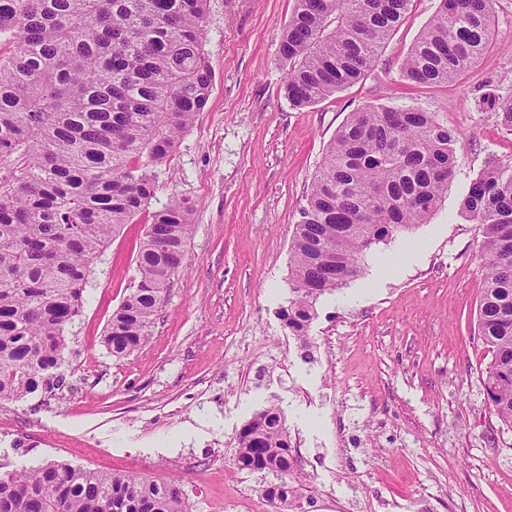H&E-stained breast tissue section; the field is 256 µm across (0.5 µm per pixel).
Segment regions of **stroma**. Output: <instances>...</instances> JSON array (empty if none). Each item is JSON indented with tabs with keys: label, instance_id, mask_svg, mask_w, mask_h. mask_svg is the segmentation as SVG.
<instances>
[{
	"label": "stroma",
	"instance_id": "35a3bbf8",
	"mask_svg": "<svg viewBox=\"0 0 512 512\" xmlns=\"http://www.w3.org/2000/svg\"><path fill=\"white\" fill-rule=\"evenodd\" d=\"M439 0H412L363 80L308 108L284 96L279 35L295 0H209L213 91L167 163L150 209L186 199L193 234L150 335L131 356L102 344L138 281L146 214L95 262L66 331L61 388L0 401V472L42 460L180 479L190 512H275L272 477L233 464L236 437L279 405L299 463L289 512H512V430L491 414L477 338L481 236L461 211L472 179L512 165V130L488 105L512 96V0L465 79L403 85L399 67ZM367 104H416L454 134L448 194L427 223L380 243L324 295L300 341L281 310L299 210L329 143ZM416 258L377 270L406 247Z\"/></svg>",
	"mask_w": 512,
	"mask_h": 512
}]
</instances>
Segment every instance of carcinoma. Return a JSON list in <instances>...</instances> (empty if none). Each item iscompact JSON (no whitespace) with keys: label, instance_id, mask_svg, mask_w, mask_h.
<instances>
[{"label":"carcinoma","instance_id":"obj_1","mask_svg":"<svg viewBox=\"0 0 512 512\" xmlns=\"http://www.w3.org/2000/svg\"><path fill=\"white\" fill-rule=\"evenodd\" d=\"M493 0H440L403 59L418 87L463 80L493 46ZM411 0H296L278 55L285 97L310 107L362 80ZM208 0H0V400L56 374L66 328L83 305L94 260L150 203L147 168L173 156L208 104ZM512 130V97L491 103ZM456 169L454 135L415 105H365L330 143L290 244L289 331L307 339L316 304L355 279L388 238L427 223ZM482 237L478 339L482 381L512 429V166H490L461 203ZM191 208L152 212L137 287L103 336L122 359L146 342L192 236ZM236 465L274 477L283 509L300 498L286 418L277 405L240 430ZM0 512H188L176 480L43 461L0 473Z\"/></svg>","mask_w":512,"mask_h":512}]
</instances>
